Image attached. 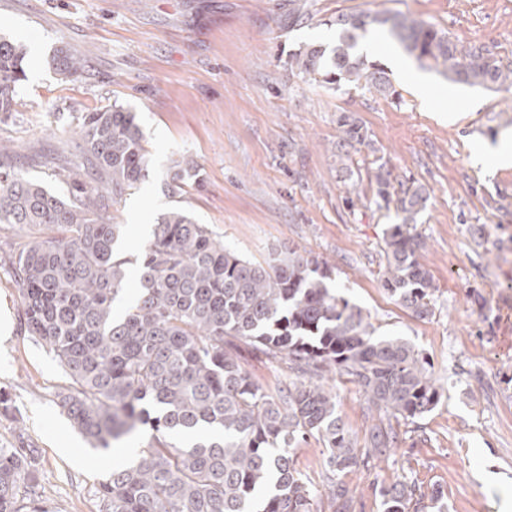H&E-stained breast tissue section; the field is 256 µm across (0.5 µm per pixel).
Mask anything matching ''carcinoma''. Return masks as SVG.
Masks as SVG:
<instances>
[{"label": "carcinoma", "mask_w": 512, "mask_h": 512, "mask_svg": "<svg viewBox=\"0 0 512 512\" xmlns=\"http://www.w3.org/2000/svg\"><path fill=\"white\" fill-rule=\"evenodd\" d=\"M333 46L311 43L293 53L291 75L324 85L362 86L393 96L386 70L359 52L362 38L385 29L421 65L448 81L512 92V61L485 44L461 46L433 25L399 12H342ZM27 49L0 36V112H10L25 80ZM64 79L83 71L56 50ZM336 147L364 143L351 113L337 118ZM81 148L90 170L72 176L69 196L11 170H0V224L58 226L60 239L30 238L12 261L21 331L42 342L72 380L58 404L95 448L141 428L136 456L112 466L98 489V512H351L344 475L394 447L392 421L415 422L440 399L419 352L400 336H376L369 315L332 288V268L288 248L250 260L226 247L206 224L174 208L159 215L141 248L138 287L127 294L131 260L120 253L121 224L104 213L149 176L152 158L135 114L121 106L87 112ZM375 203L395 206L399 222L384 230L382 286L418 318L433 314V278L419 261L415 232L429 192L393 184L380 164ZM201 185L196 161H176L166 190ZM247 347L287 365L288 380L267 390L241 362ZM358 387L376 417L368 445L337 409L327 376ZM184 434L196 435L189 446ZM322 441L325 498L296 462L308 437ZM35 449L0 447V512H47L34 475ZM381 512H423L416 485L379 490Z\"/></svg>", "instance_id": "obj_1"}]
</instances>
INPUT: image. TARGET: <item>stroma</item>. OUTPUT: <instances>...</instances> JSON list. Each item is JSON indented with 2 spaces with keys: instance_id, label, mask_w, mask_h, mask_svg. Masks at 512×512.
<instances>
[{
  "instance_id": "stroma-1",
  "label": "stroma",
  "mask_w": 512,
  "mask_h": 512,
  "mask_svg": "<svg viewBox=\"0 0 512 512\" xmlns=\"http://www.w3.org/2000/svg\"><path fill=\"white\" fill-rule=\"evenodd\" d=\"M307 17L292 24L293 10ZM350 11L402 12L462 45L487 44L512 59V0H0V33L28 48L12 111L0 113V164L66 194L69 171L87 164L78 143L85 113L135 112L154 169L111 206L122 249L149 238L159 214L180 208L248 259L290 246L324 259L333 287L370 314L376 335L400 336L430 362L436 408L399 423L398 448L345 477L354 512H379L377 491L398 481L442 491L447 512H504L512 494V168L473 161L512 119V94L470 88L430 73L413 89L392 62L396 44L372 33L369 60L384 65L397 98L336 91L291 76L288 56L334 44L327 19ZM84 57L64 80L49 64L57 47ZM350 111L366 144L337 149L336 120ZM201 168L203 188L172 195L164 171L181 154ZM386 164L394 181L430 198L416 231L433 277L434 313L414 317L384 290L383 232L395 210L377 206L369 175ZM26 233L0 224V446L36 449L49 512H97L95 491L110 460L145 445L142 431L109 450L92 447L57 404L68 384L46 348L24 335L12 280V245ZM344 421L365 441L373 421L358 388L333 383Z\"/></svg>"
}]
</instances>
